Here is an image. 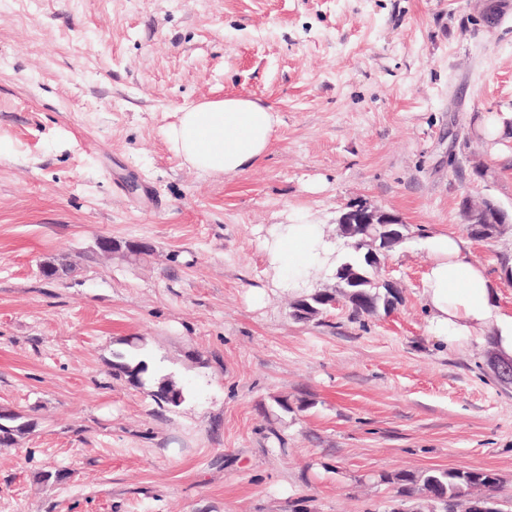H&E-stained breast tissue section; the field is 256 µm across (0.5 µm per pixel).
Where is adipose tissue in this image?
<instances>
[{
	"instance_id": "ef3b65f1",
	"label": "adipose tissue",
	"mask_w": 512,
	"mask_h": 512,
	"mask_svg": "<svg viewBox=\"0 0 512 512\" xmlns=\"http://www.w3.org/2000/svg\"><path fill=\"white\" fill-rule=\"evenodd\" d=\"M278 112L258 101L230 97L183 109L164 136L184 164L210 175L232 177L265 154ZM429 267L423 278L422 304L429 332L441 342L458 344L471 337H490L497 352L512 357V313L497 304L494 283L474 262L468 243L453 233H437L425 242ZM266 250L283 286L306 285L332 253L315 224H277Z\"/></svg>"
}]
</instances>
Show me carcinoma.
<instances>
[{
  "label": "carcinoma",
  "mask_w": 512,
  "mask_h": 512,
  "mask_svg": "<svg viewBox=\"0 0 512 512\" xmlns=\"http://www.w3.org/2000/svg\"><path fill=\"white\" fill-rule=\"evenodd\" d=\"M507 224H467L465 229L475 239H488L507 231ZM383 228H367L365 233L346 236L351 252L342 264L350 265L358 273L355 284L341 282L335 288L318 287L309 293L295 295L288 303L289 316L297 322L318 319L331 308L334 296L348 306L350 317H372L380 311L388 312L403 302L379 279V266L364 260L365 252L381 240ZM112 376L136 388L149 387V393L158 407L177 408L186 398L184 388L174 376L156 363L142 339L127 340L124 347L112 352ZM33 423L17 416L10 429L0 430V447L16 443V438L31 431ZM380 482L394 486L396 507L390 512H481L487 499L501 501L500 512H512V498L499 495L501 479L483 470L429 469L421 473L398 471L383 474Z\"/></svg>",
  "instance_id": "carcinoma-1"
}]
</instances>
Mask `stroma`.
Instances as JSON below:
<instances>
[{"instance_id":"1","label":"stroma","mask_w":512,"mask_h":512,"mask_svg":"<svg viewBox=\"0 0 512 512\" xmlns=\"http://www.w3.org/2000/svg\"><path fill=\"white\" fill-rule=\"evenodd\" d=\"M507 3L490 30L477 0H0V410L34 424L0 447V512H388L381 474L434 468L512 495V385L421 302L462 195L512 212V137L475 129L512 113ZM231 96L278 112L265 155L183 164L163 127ZM363 199L409 227L380 270L402 304L292 320L268 230ZM101 236L154 253L104 260ZM469 245L512 312V232ZM61 257L79 275L44 279ZM131 337L180 408L113 378Z\"/></svg>"}]
</instances>
